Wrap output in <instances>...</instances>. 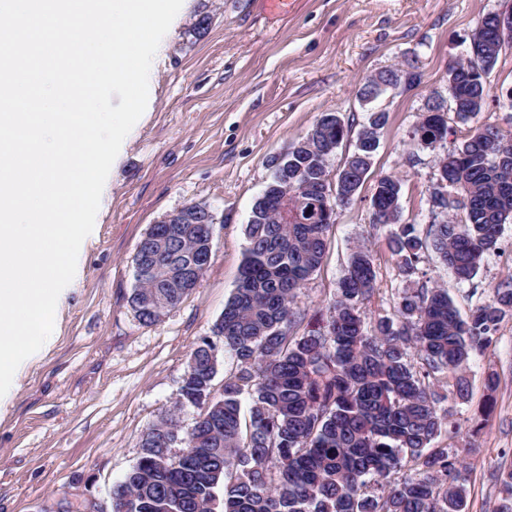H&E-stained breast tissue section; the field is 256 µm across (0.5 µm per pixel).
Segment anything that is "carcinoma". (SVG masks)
<instances>
[{
  "mask_svg": "<svg viewBox=\"0 0 512 512\" xmlns=\"http://www.w3.org/2000/svg\"><path fill=\"white\" fill-rule=\"evenodd\" d=\"M497 13L487 14L469 39L467 56L449 65L456 71L448 98L461 123L482 111L491 88L487 77L504 46ZM403 88L420 82L408 62L365 77L356 97L367 105L383 95L386 78ZM444 99L429 97L413 140L429 133L445 140ZM354 150L336 179L335 206L350 203L372 166L387 112L367 109ZM352 126L335 112L321 114L306 135L270 162L272 175L256 200L245 235L247 245L237 286L224 305V323L193 350L196 367L183 380L181 396L196 404L210 392L218 347L232 354L237 372L224 378L219 397L199 413L181 437L173 418L163 416L148 432L137 463L112 486V512H468L465 465L433 441L453 438L459 426L445 403L468 402L464 376L470 361L492 346L505 317L512 315V279L480 293L463 317L448 289L428 286L400 295L396 314L367 325L363 307L378 292L372 251L362 243L326 317L296 335L305 314L294 297L321 267L336 211L312 224L294 221L296 202L324 211L329 157ZM438 176L462 196L463 224L449 217L455 206L431 197L432 210L446 220L427 230L432 246L459 282L477 274L483 254L496 246L501 225L512 221V132L477 126L462 145L438 161ZM402 180L378 178L371 197L377 224L397 230L388 248L409 276L427 243L415 225L401 220ZM172 245L180 259L207 246L199 224H178ZM129 303L139 321L157 313L142 310L138 295L151 288L167 307L181 302L183 288L161 287L153 241L143 237ZM251 399L243 422V394ZM185 448L179 467L161 461L173 441ZM500 500L493 512H512V468L493 474Z\"/></svg>",
  "mask_w": 512,
  "mask_h": 512,
  "instance_id": "1",
  "label": "carcinoma"
}]
</instances>
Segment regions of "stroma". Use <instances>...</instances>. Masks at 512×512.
<instances>
[{"mask_svg":"<svg viewBox=\"0 0 512 512\" xmlns=\"http://www.w3.org/2000/svg\"><path fill=\"white\" fill-rule=\"evenodd\" d=\"M512 0H293L287 14L260 0H183L152 62L147 108L124 140L104 185L92 233L83 241L72 282L61 293L52 342L20 375L0 407V512H75L108 502L115 482L137 461L144 433L174 413L181 431L198 414L173 411L195 345L224 311L244 257V228L269 179V161L308 132L324 112L363 122L355 96L367 75L409 61L418 87L388 91L389 119L371 170L354 201L339 208L324 262L295 305L307 315L334 299L354 247L369 239L379 291L367 320L393 315L403 289L447 287L461 313L472 288L512 277V221L484 253L472 282H457L433 250L415 274H400L387 242L391 227L371 226L377 179L403 181L405 221L419 230L441 222L431 197L438 156L459 147L470 124L449 117L435 146L411 138L424 104L448 90V63L468 50L483 17ZM214 216L212 262L200 285L159 321H138L129 303L133 258L152 224L184 206ZM497 375L488 391L489 375ZM470 396L455 408L460 432L436 441L456 451L475 444L467 475L469 512H492L494 471L512 468V318L498 341L466 372ZM493 412L479 433L471 417L486 398Z\"/></svg>","mask_w":512,"mask_h":512,"instance_id":"35a3bbf8","label":"stroma"}]
</instances>
